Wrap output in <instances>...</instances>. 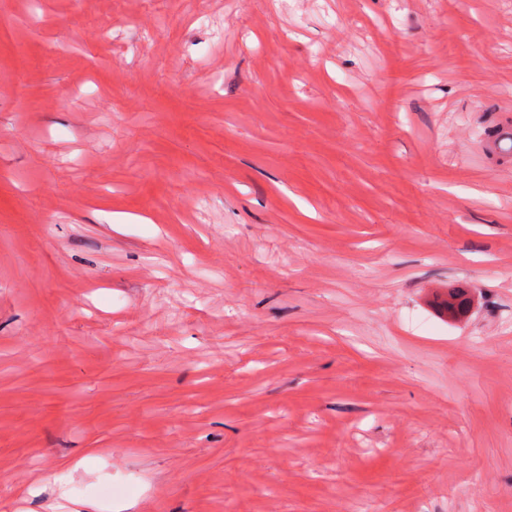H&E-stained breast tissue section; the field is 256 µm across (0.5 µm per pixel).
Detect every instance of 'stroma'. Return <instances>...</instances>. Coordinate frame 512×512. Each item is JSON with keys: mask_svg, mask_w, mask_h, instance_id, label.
Segmentation results:
<instances>
[{"mask_svg": "<svg viewBox=\"0 0 512 512\" xmlns=\"http://www.w3.org/2000/svg\"><path fill=\"white\" fill-rule=\"evenodd\" d=\"M364 507L512 512V0H0V512ZM471 306V298L463 288L448 287L446 297L442 302V310L450 318L464 316Z\"/></svg>", "mask_w": 512, "mask_h": 512, "instance_id": "35a3bbf8", "label": "stroma"}]
</instances>
